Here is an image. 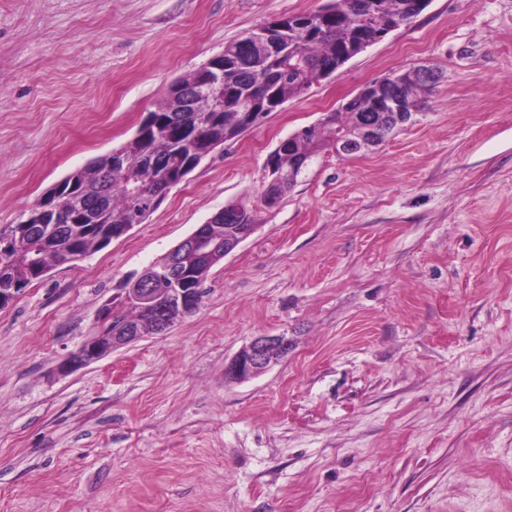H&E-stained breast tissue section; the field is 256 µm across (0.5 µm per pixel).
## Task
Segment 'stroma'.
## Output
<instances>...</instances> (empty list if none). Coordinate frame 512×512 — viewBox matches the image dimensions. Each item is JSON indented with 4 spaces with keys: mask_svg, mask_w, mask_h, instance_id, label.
<instances>
[{
    "mask_svg": "<svg viewBox=\"0 0 512 512\" xmlns=\"http://www.w3.org/2000/svg\"><path fill=\"white\" fill-rule=\"evenodd\" d=\"M329 0H0V231L124 144L177 79ZM429 64L415 122L318 153L272 208L279 143ZM257 230L162 335L61 375L131 275L228 203ZM293 346L242 381L255 337ZM0 512H512V0H430L206 158L126 235L0 309Z\"/></svg>",
    "mask_w": 512,
    "mask_h": 512,
    "instance_id": "stroma-1",
    "label": "stroma"
}]
</instances>
